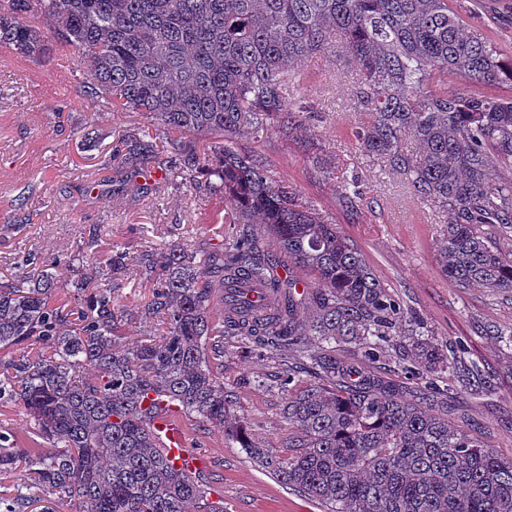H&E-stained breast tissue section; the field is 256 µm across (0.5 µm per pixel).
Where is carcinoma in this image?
<instances>
[{"label":"carcinoma","mask_w":512,"mask_h":512,"mask_svg":"<svg viewBox=\"0 0 512 512\" xmlns=\"http://www.w3.org/2000/svg\"><path fill=\"white\" fill-rule=\"evenodd\" d=\"M64 47L86 62L84 96L141 115L164 140V170L224 198L228 237L201 256L189 240L161 255L142 317L165 330L132 347L120 344L125 315L112 297L123 249L75 282L72 320L51 306L57 259L29 258L31 271L0 284V349L44 348L0 365V400L20 404L52 448L32 457L0 435V472L25 464L31 486L79 512H224L160 448L151 420L165 400L224 427L260 468L329 512H512V460L454 421V383L367 367L404 331L399 300L312 202L234 147L267 122L290 136L306 128L312 106L284 97L302 64L353 61L367 116L360 152L448 213L441 272L458 288L512 290V257L497 243L512 237V95L481 92L512 90V59L448 0H0L1 49L38 62ZM457 77L472 91L429 90ZM144 135L115 147V189L141 190V165L157 155ZM189 135L209 137L203 157ZM340 189L353 209L363 200L356 178ZM218 290L237 313L215 323ZM407 335L424 367L456 373L448 346L415 323ZM226 336L288 353L299 368L283 385L317 379L283 406L288 453L255 443L233 418Z\"/></svg>","instance_id":"carcinoma-1"}]
</instances>
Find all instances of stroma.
Wrapping results in <instances>:
<instances>
[{
    "instance_id": "stroma-1",
    "label": "stroma",
    "mask_w": 512,
    "mask_h": 512,
    "mask_svg": "<svg viewBox=\"0 0 512 512\" xmlns=\"http://www.w3.org/2000/svg\"><path fill=\"white\" fill-rule=\"evenodd\" d=\"M467 24L512 57V0H450ZM67 62L0 58V283L21 274L32 256L57 257L63 288L54 305L75 308L66 280L78 269L77 255L102 259L111 247L128 246V270L114 291V304L128 319L121 341H143L150 327L138 310L150 297L148 258L191 235L199 252L218 244L214 220L224 200L181 180L153 191L155 173L139 177L146 194L113 190L112 146L119 135L140 126L138 114L113 112L78 96L76 86L44 94L35 71L54 73ZM357 71L335 58H318L301 69L300 94L317 113L302 140L288 138L275 124L258 138L242 137L239 151L261 158L272 176L286 181L336 224L387 286L440 343L453 346L462 368L482 370L484 383L461 384L457 413L462 427L506 459H512V292L458 288L441 272L435 239L446 219L421 202L408 185L363 158L354 132L363 116L351 90ZM337 164L344 177H358L365 199L351 209L327 174ZM281 358L243 352L237 338L224 340V384L235 393L234 413L253 440L283 454L288 424L280 414L287 388L273 383ZM180 420L191 445L203 449L210 466L203 478L224 491L225 512H324L318 501L261 470L221 429L195 417ZM32 452L47 450L17 402H0V434Z\"/></svg>"
}]
</instances>
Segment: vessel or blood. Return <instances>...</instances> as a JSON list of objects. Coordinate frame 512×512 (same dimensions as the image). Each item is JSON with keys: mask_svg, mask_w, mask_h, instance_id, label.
<instances>
[{"mask_svg": "<svg viewBox=\"0 0 512 512\" xmlns=\"http://www.w3.org/2000/svg\"><path fill=\"white\" fill-rule=\"evenodd\" d=\"M179 414L176 405L162 404L152 423L158 442L168 461L177 470L192 474L204 472L209 460L202 451L190 447Z\"/></svg>", "mask_w": 512, "mask_h": 512, "instance_id": "vessel-or-blood-1", "label": "vessel or blood"}]
</instances>
